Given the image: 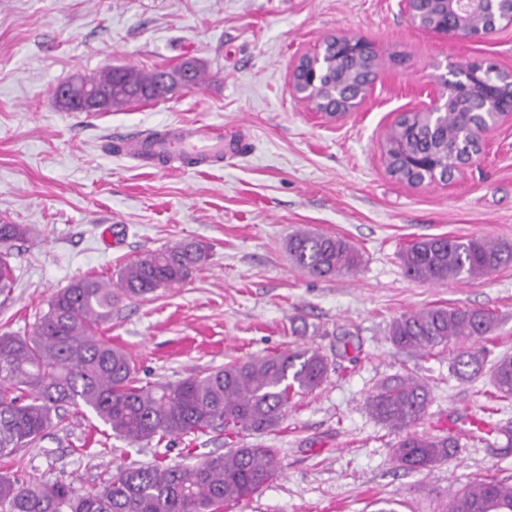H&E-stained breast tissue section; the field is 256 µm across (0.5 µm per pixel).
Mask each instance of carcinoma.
I'll use <instances>...</instances> for the list:
<instances>
[{
    "mask_svg": "<svg viewBox=\"0 0 512 512\" xmlns=\"http://www.w3.org/2000/svg\"><path fill=\"white\" fill-rule=\"evenodd\" d=\"M204 76L196 62L185 61L157 74L113 67L92 82L105 93L103 111L110 112L197 88ZM420 124L418 115L407 116L389 136L386 156L392 175L411 153L432 156L441 174L448 170L459 145L456 114L448 113L447 122L417 135ZM28 234L23 224H0V296L5 299L15 281L11 243ZM286 250L296 268L315 278L350 273L361 263L353 245L314 231L288 235ZM206 259V249L195 242L146 252L122 268L115 284L86 277L58 290L31 335L1 334L0 457L37 446L71 407L91 409L113 434L132 444L207 430L263 434L279 426L293 396L315 390L326 379L327 359L318 350L269 353L175 384L144 385L132 355L97 334L122 300L146 298L179 284ZM401 263L405 274L420 283L477 279L511 265L512 248L482 237H430L406 246ZM494 329L495 318L487 311L435 306L396 318L389 336L397 348L410 351L463 343L450 370L458 380L469 381L482 374L483 350L465 342ZM491 384L498 394L512 395L511 356L495 363ZM428 405L426 385L410 375L382 384L367 397L377 422L404 432L394 451L403 470L444 463L459 448L450 437L410 431ZM280 472L277 449L243 444L193 465L157 460L120 469L82 492L35 473L22 480L1 473L0 512H224V504L252 495ZM448 512H512V486L493 479L474 482L449 502Z\"/></svg>",
    "mask_w": 512,
    "mask_h": 512,
    "instance_id": "obj_1",
    "label": "carcinoma"
}]
</instances>
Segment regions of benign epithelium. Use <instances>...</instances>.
<instances>
[{
  "mask_svg": "<svg viewBox=\"0 0 512 512\" xmlns=\"http://www.w3.org/2000/svg\"><path fill=\"white\" fill-rule=\"evenodd\" d=\"M500 0H402L403 8L421 29L438 36L458 35L473 40L512 27V11L498 6ZM329 54L360 58L367 64L363 75H349L337 85L336 91L324 100L311 96L320 83L322 58ZM378 51L373 42L363 36L337 34L323 40L321 50L302 56L292 67L290 89L308 101L312 109L329 117L344 115L359 108L369 95L376 77ZM486 84L489 95H472L463 107L470 121L464 133L460 156L453 164L451 175L433 178L446 183L463 173L482 155L489 131L505 121H512V72H507L491 58L470 62L448 70L442 79L443 92L428 106L417 110L421 121L430 126L441 123L451 109L452 98L468 83ZM63 97L84 111L102 109L104 97L93 85L86 86L76 96L65 92Z\"/></svg>",
  "mask_w": 512,
  "mask_h": 512,
  "instance_id": "1",
  "label": "benign epithelium"
}]
</instances>
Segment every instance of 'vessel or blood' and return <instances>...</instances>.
Returning a JSON list of instances; mask_svg holds the SVG:
<instances>
[{
    "instance_id": "1",
    "label": "vessel or blood",
    "mask_w": 512,
    "mask_h": 512,
    "mask_svg": "<svg viewBox=\"0 0 512 512\" xmlns=\"http://www.w3.org/2000/svg\"><path fill=\"white\" fill-rule=\"evenodd\" d=\"M129 157L164 167L166 160L179 155L199 161L218 160L224 156V137L209 124L176 126L162 132L146 131L124 143Z\"/></svg>"
}]
</instances>
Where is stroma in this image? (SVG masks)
<instances>
[{"instance_id": "1", "label": "stroma", "mask_w": 512, "mask_h": 512, "mask_svg": "<svg viewBox=\"0 0 512 512\" xmlns=\"http://www.w3.org/2000/svg\"><path fill=\"white\" fill-rule=\"evenodd\" d=\"M332 34L375 43L378 78L340 120L293 96V62ZM494 57L512 71V28L476 41L415 26L400 0H0V221L31 233L15 242V284L0 302V334H30L50 297L76 278L114 277L141 254L194 240L209 258L183 283L123 301L99 335L133 355L143 383L174 384L234 360L319 349L326 380L294 397L274 430L168 438L165 464H194L243 444L279 449L282 471L224 512H446L470 483L512 485V397L488 376L449 371L454 346L392 345L401 315L432 306L491 312L488 362L512 355V265L480 279L424 284L399 254L426 236L512 245V122L490 131L481 160L447 185L392 176L386 139L403 112L427 106L450 67ZM196 60L207 81L112 112H68L53 89L114 66L145 72ZM205 122L223 127L213 166L160 172L116 151L139 131ZM344 238L355 272L315 278L289 261V233ZM306 326L303 336L292 327ZM413 375L430 403L416 433L449 436L447 462L399 469L400 434L365 401L382 382ZM156 459L150 444L113 436L88 408L71 409L38 447L0 457V473L30 472L77 487Z\"/></svg>"}]
</instances>
